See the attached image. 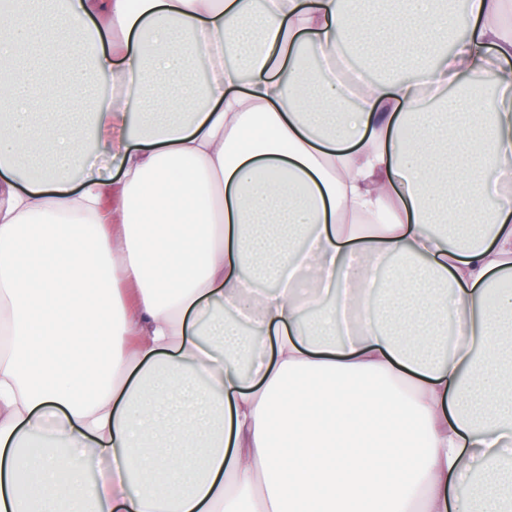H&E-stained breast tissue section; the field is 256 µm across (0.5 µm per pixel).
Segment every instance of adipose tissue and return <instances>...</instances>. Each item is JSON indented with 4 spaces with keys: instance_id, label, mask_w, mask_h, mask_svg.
Here are the masks:
<instances>
[{
    "instance_id": "obj_1",
    "label": "adipose tissue",
    "mask_w": 512,
    "mask_h": 512,
    "mask_svg": "<svg viewBox=\"0 0 512 512\" xmlns=\"http://www.w3.org/2000/svg\"><path fill=\"white\" fill-rule=\"evenodd\" d=\"M43 2L0 0V512H512L505 0ZM371 44L355 98L305 73Z\"/></svg>"
}]
</instances>
